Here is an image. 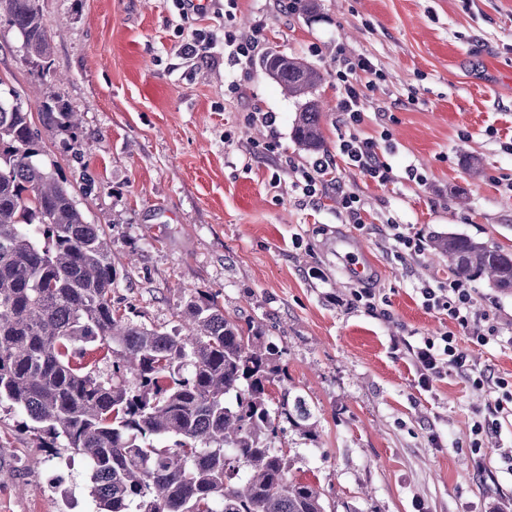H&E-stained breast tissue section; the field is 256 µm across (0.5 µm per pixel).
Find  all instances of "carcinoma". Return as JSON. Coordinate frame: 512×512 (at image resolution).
Masks as SVG:
<instances>
[{
  "label": "carcinoma",
  "mask_w": 512,
  "mask_h": 512,
  "mask_svg": "<svg viewBox=\"0 0 512 512\" xmlns=\"http://www.w3.org/2000/svg\"><path fill=\"white\" fill-rule=\"evenodd\" d=\"M0 11L37 74L54 77L36 0H0ZM260 67L305 100L297 146L322 150L320 70L273 50ZM38 115L47 129L77 127L60 105ZM430 245L454 273L512 289L511 253L453 233ZM112 284L101 226L42 159L31 112L0 95V402L39 424L46 447L86 462L96 512H327L320 488L289 477V451L272 446L286 424L315 430L305 397L286 389L272 404L283 368L261 328L224 314L212 293L191 297L179 324L147 326L115 308ZM87 344L112 354L111 374L81 362Z\"/></svg>",
  "instance_id": "cac0c4a2"
}]
</instances>
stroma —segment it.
Masks as SVG:
<instances>
[{
    "label": "stroma",
    "mask_w": 512,
    "mask_h": 512,
    "mask_svg": "<svg viewBox=\"0 0 512 512\" xmlns=\"http://www.w3.org/2000/svg\"><path fill=\"white\" fill-rule=\"evenodd\" d=\"M51 36L54 79H39L23 40L0 14V90L39 112L58 101L79 128L38 127L48 167L68 180L112 255V299L134 321L178 324L185 302L214 293L224 312L258 325L282 352V388L305 397L316 436L285 429L291 477L318 486L331 512H512V416L482 459L475 421L496 395L449 373L417 385L409 355L426 336L453 333L476 371L512 377V345L478 344L486 322L512 336V291L474 279L468 329L426 310L420 291L447 282V257L397 256L393 229L460 234L512 253V0H236L229 17L181 18L175 0H37ZM261 51L323 74L324 152L361 199L363 228L334 191L304 195L314 161L293 142L300 100L258 63L223 54L193 64L192 30L248 34ZM367 57L381 79L363 121L336 105L339 52ZM271 112L273 126L248 113ZM376 138L392 169L379 184L347 164L339 144ZM370 278L351 277L348 246ZM370 288L375 310L350 304ZM36 423L0 404V512H96L81 457L40 447Z\"/></svg>",
    "instance_id": "obj_1"
}]
</instances>
